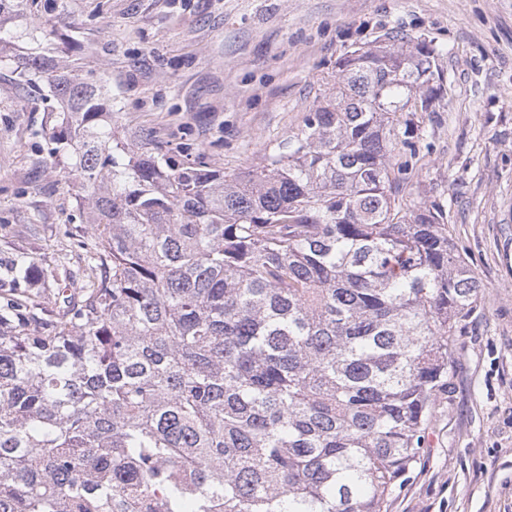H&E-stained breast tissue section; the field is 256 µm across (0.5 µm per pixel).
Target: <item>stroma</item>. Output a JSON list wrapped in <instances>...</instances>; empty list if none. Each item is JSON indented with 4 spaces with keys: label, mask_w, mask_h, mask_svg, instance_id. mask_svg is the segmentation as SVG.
Here are the masks:
<instances>
[{
    "label": "stroma",
    "mask_w": 512,
    "mask_h": 512,
    "mask_svg": "<svg viewBox=\"0 0 512 512\" xmlns=\"http://www.w3.org/2000/svg\"><path fill=\"white\" fill-rule=\"evenodd\" d=\"M121 139L245 171L335 90L345 52L385 30L439 49L409 205L444 206L481 281L423 463L387 512H512V0H64ZM48 104L0 66V278L14 258L76 262L86 222L69 160L49 155Z\"/></svg>",
    "instance_id": "1"
}]
</instances>
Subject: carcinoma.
<instances>
[{
  "mask_svg": "<svg viewBox=\"0 0 512 512\" xmlns=\"http://www.w3.org/2000/svg\"><path fill=\"white\" fill-rule=\"evenodd\" d=\"M438 54L392 31L346 52L232 174L122 144L95 70L18 58L65 105L51 154L74 158L91 274L22 255L0 279L65 293L0 305V512H385L481 292L443 206L405 202Z\"/></svg>",
  "mask_w": 512,
  "mask_h": 512,
  "instance_id": "carcinoma-1",
  "label": "carcinoma"
}]
</instances>
